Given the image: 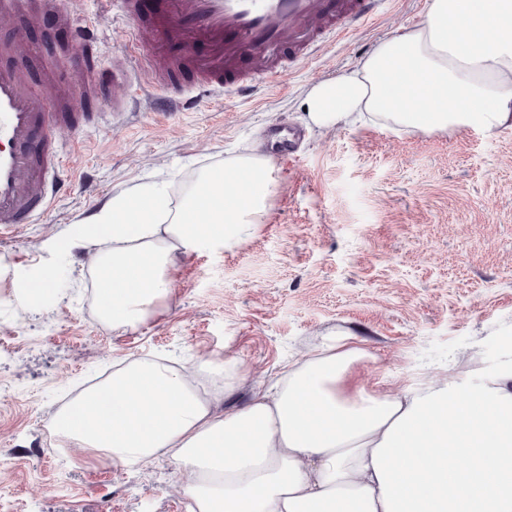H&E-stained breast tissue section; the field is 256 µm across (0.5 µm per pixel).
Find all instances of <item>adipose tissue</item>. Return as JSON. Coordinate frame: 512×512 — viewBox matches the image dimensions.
<instances>
[{
    "mask_svg": "<svg viewBox=\"0 0 512 512\" xmlns=\"http://www.w3.org/2000/svg\"><path fill=\"white\" fill-rule=\"evenodd\" d=\"M310 124L372 115L397 130L512 127V0H431L345 78L306 96ZM252 151L204 170L173 202L146 181L113 195L71 241L95 246L99 314L116 329L156 314L180 252L255 235L273 193ZM365 351L340 335L228 404L245 383L238 354L195 363L113 364L111 402L86 391L56 419L85 458L118 468L169 454L188 512H512V359L465 386L455 368L420 385L366 388Z\"/></svg>",
    "mask_w": 512,
    "mask_h": 512,
    "instance_id": "obj_1",
    "label": "adipose tissue"
}]
</instances>
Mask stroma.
<instances>
[{"label":"stroma","instance_id":"35a3bbf8","mask_svg":"<svg viewBox=\"0 0 512 512\" xmlns=\"http://www.w3.org/2000/svg\"><path fill=\"white\" fill-rule=\"evenodd\" d=\"M63 2L71 23L50 10L38 25L0 27V40L17 48L11 63L27 68L46 100L96 115L80 135H59L68 162L52 207L0 237V512H187L170 457L117 471L76 455L62 478L40 453V417L129 355L195 362L229 350L252 385L347 333L370 354L358 369L369 387L408 385L454 361L488 373L512 357V128L426 134L306 123L313 85L348 75L379 42L417 24L430 0H390L281 86L223 103L196 89L172 114L140 90L119 117L99 111L112 98L107 85L64 99L48 80L85 63L107 82L127 44L112 0ZM89 23L103 41L94 53L74 40L75 25ZM288 126L304 140L296 158L273 161L257 234L183 254L172 294L145 323L102 322L89 251L71 243V226L146 178L182 189ZM46 268L53 288L22 302L24 285Z\"/></svg>","mask_w":512,"mask_h":512}]
</instances>
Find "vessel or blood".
<instances>
[{
    "mask_svg": "<svg viewBox=\"0 0 512 512\" xmlns=\"http://www.w3.org/2000/svg\"><path fill=\"white\" fill-rule=\"evenodd\" d=\"M387 0H114L127 20L134 56L122 57L112 84L137 91L148 76L171 101L190 86L218 99L280 84L326 37H343L376 17ZM0 42V232L47 211L60 189L58 129L79 130L87 115L47 111L25 71L8 64Z\"/></svg>",
    "mask_w": 512,
    "mask_h": 512,
    "instance_id": "1",
    "label": "vessel or blood"
}]
</instances>
